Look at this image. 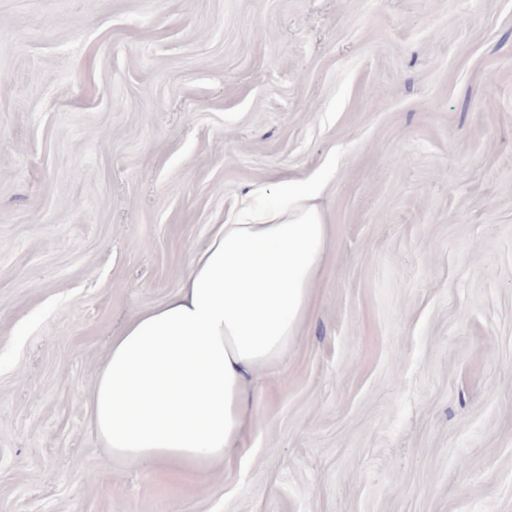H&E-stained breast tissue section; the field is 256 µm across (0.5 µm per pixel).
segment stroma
<instances>
[{"label":"stroma","mask_w":512,"mask_h":512,"mask_svg":"<svg viewBox=\"0 0 512 512\" xmlns=\"http://www.w3.org/2000/svg\"><path fill=\"white\" fill-rule=\"evenodd\" d=\"M311 176L324 273L241 448L113 459V336ZM0 512H512V0H0Z\"/></svg>","instance_id":"35a3bbf8"}]
</instances>
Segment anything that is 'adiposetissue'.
Listing matches in <instances>:
<instances>
[{"label":"adipose tissue","mask_w":512,"mask_h":512,"mask_svg":"<svg viewBox=\"0 0 512 512\" xmlns=\"http://www.w3.org/2000/svg\"><path fill=\"white\" fill-rule=\"evenodd\" d=\"M284 188L287 204L246 199L212 225L179 290L113 338L91 391L113 457L203 468L238 448L252 390L308 316L327 241L322 183Z\"/></svg>","instance_id":"adipose-tissue-1"}]
</instances>
